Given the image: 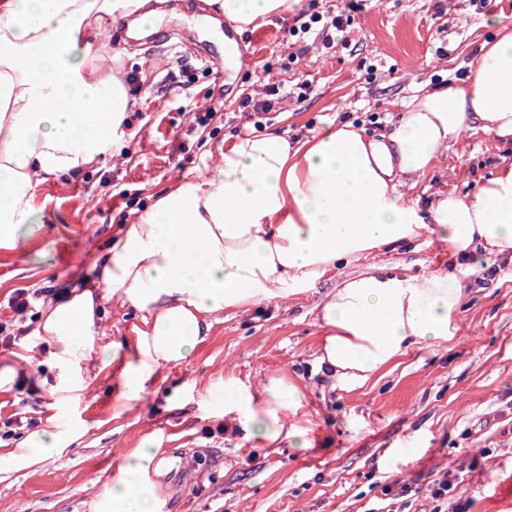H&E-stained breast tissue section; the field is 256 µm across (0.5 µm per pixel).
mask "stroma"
I'll return each mask as SVG.
<instances>
[{
    "mask_svg": "<svg viewBox=\"0 0 512 512\" xmlns=\"http://www.w3.org/2000/svg\"><path fill=\"white\" fill-rule=\"evenodd\" d=\"M328 7L301 0L302 13ZM492 7L512 16V0H367L328 48L313 33L290 36L302 13L237 35L225 21L199 27L203 0H166L150 41L129 39L122 25L113 31L139 98L128 115L134 137L122 149L124 164L40 185L39 230L17 250L0 249V330L14 339L0 359L30 350L41 361L34 375L0 388V423L15 421L0 430V453L49 418L87 432L26 478L0 472V512H86L98 480L149 433L172 459L195 463L185 477H164L166 512H453L458 505L512 512V258L470 270L435 225L384 259L413 275L464 274L459 333L445 345L410 349L350 391L317 370L318 311L337 283L368 269V255L338 265L297 298L224 313L190 360L159 371L139 405L120 416L112 410V368L79 398L54 401L42 384L54 376L49 345L32 333L44 306L14 308L22 293L53 299L89 286L128 213L149 207L174 176L210 165L249 124L253 103L267 102V130L292 142L343 123L369 138L389 133L417 85L462 75L475 44L490 36L483 18ZM231 34L248 50L239 68L224 57L222 39ZM203 53L219 62L221 76L200 63ZM304 81L310 91L302 96ZM209 106L218 114L200 126L195 115ZM511 161L512 142L472 132L416 192L425 202L438 189L472 193ZM228 375L253 385L281 375L305 386L295 420L311 447L274 449L225 429L214 412L223 400L217 381ZM443 479L448 494L433 498Z\"/></svg>",
    "mask_w": 512,
    "mask_h": 512,
    "instance_id": "35a3bbf8",
    "label": "stroma"
}]
</instances>
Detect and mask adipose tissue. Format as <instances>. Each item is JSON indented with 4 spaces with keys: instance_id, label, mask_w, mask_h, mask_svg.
<instances>
[{
    "instance_id": "ef3b65f1",
    "label": "adipose tissue",
    "mask_w": 512,
    "mask_h": 512,
    "mask_svg": "<svg viewBox=\"0 0 512 512\" xmlns=\"http://www.w3.org/2000/svg\"><path fill=\"white\" fill-rule=\"evenodd\" d=\"M162 0H0V249H16L39 216L37 187L120 163L137 104L112 53V28L132 18L157 29ZM234 31L297 13L300 0H217ZM494 30L463 76L422 85L385 138L351 124L303 142L282 133L227 144L213 167L177 178L154 204L130 213L100 257L95 288L51 300L34 332L52 348L49 391L87 390L92 370L115 365L116 413L134 409L161 369L192 357L227 311L305 293L336 265L377 260L339 282L320 305L318 366L335 385L364 386L409 349L448 343L466 294L454 274L410 275L381 261L436 224L463 259L512 256V162L474 193L412 192L470 131L512 139V20L489 11ZM131 308L143 326L127 344L102 343L104 303ZM218 407L226 426L267 446L309 445L293 417L304 389L273 376L259 386L229 376ZM77 439L57 424L29 431L0 454V472L26 477ZM154 435L123 454L89 512H165L166 464Z\"/></svg>"
}]
</instances>
